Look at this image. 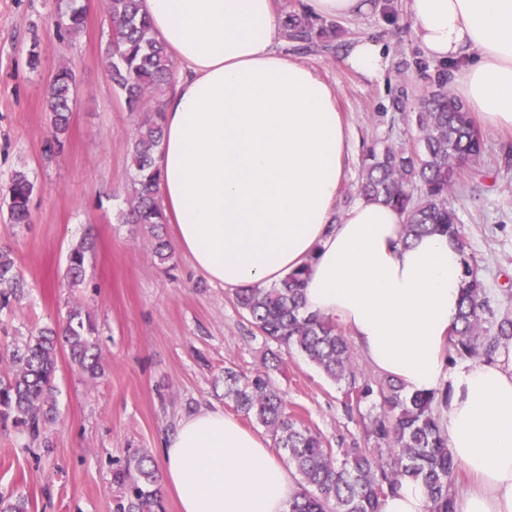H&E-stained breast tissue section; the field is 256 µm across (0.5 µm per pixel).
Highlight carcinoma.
Masks as SVG:
<instances>
[{
    "instance_id": "obj_1",
    "label": "carcinoma",
    "mask_w": 512,
    "mask_h": 512,
    "mask_svg": "<svg viewBox=\"0 0 512 512\" xmlns=\"http://www.w3.org/2000/svg\"><path fill=\"white\" fill-rule=\"evenodd\" d=\"M55 25L69 36L85 23L81 0H56ZM112 37L109 41L113 87L123 95L131 112L144 111V96L171 84L174 63L153 33L141 0H109ZM287 37L312 44L336 36V25H323L303 11L283 16ZM75 76L68 66L59 68L49 86L52 140L46 153L65 149ZM415 115L419 131L415 147L385 144L370 149L362 161L356 194L380 201L403 216L404 240L439 232L452 237L463 255L464 286L457 326L452 332V353L459 358L491 359L512 343V317L496 316L478 260L469 252L455 209L448 196L462 181L464 167L479 164L484 147L467 107L448 90L447 81L419 98ZM161 113L139 124L129 155L134 174L129 193L128 218L151 235L154 255L170 258L168 241L161 234L166 215L157 196L160 179L156 155L162 144ZM35 184L28 173H12L6 194L0 198L11 224L30 219L29 201ZM92 243L82 240L69 255L66 273L71 287L81 285ZM309 267L286 276L279 284L257 285L235 293L240 315L265 343L279 352L296 349L343 391V408L350 418L359 415L367 441L376 453L352 448L338 458L321 436L298 416L287 411V400L274 388L268 374H249L224 368V398L246 418L262 426L286 453L288 467L300 476L301 493L288 512H379L380 502L407 481L426 491L429 512H456L453 478L458 469L444 426L448 389L408 393L395 379L367 377L357 371L350 344L336 322L303 311L301 288ZM24 295L23 281L9 253L0 250V311ZM66 356L85 377L104 375L97 328L82 307L67 311L61 329L43 328L9 355L0 356V425L21 431L31 443L50 450L49 426L56 419L54 376L60 356ZM371 405L375 412L362 415ZM117 494L112 512H156L161 507L157 469L146 449L127 453L113 471ZM0 512H30L22 495H0Z\"/></svg>"
}]
</instances>
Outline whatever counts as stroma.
<instances>
[{
	"label": "stroma",
	"mask_w": 512,
	"mask_h": 512,
	"mask_svg": "<svg viewBox=\"0 0 512 512\" xmlns=\"http://www.w3.org/2000/svg\"><path fill=\"white\" fill-rule=\"evenodd\" d=\"M378 2L374 12L342 21L332 43L282 45L335 87L351 127L341 211L354 200L366 151L386 136L397 144L416 141L408 114L448 72L417 45L406 0ZM84 3L85 28L74 38L57 32L55 0H0V190L17 169L36 184L30 223H8L0 211V249L26 283L24 297L0 314V351L38 329L60 327L77 304L98 328L105 364L104 376L92 381L60 359L50 453L26 452L23 435L0 427V494L27 497L32 512H112L113 463L136 448L159 454L186 411L217 405L235 415L215 378L227 366L263 368L267 352L236 309L233 290L211 283L183 253L160 262L142 228L125 221L129 145L145 115L127 111L112 86L107 0ZM359 38L384 44L388 65L380 79L345 64L346 46ZM34 46L41 53L36 66L29 62ZM62 65L73 68L76 91L65 151L50 159L43 153L52 132L46 99ZM482 137L483 166L466 171L461 191L449 201L491 299L512 314V134L486 129ZM87 236L94 250L86 280L71 289L64 280L68 251ZM269 375L289 412L328 447L362 443L363 426L346 416L338 386L300 353L285 354Z\"/></svg>",
	"instance_id": "obj_1"
}]
</instances>
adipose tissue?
<instances>
[{
	"label": "adipose tissue",
	"instance_id": "ef3b65f1",
	"mask_svg": "<svg viewBox=\"0 0 512 512\" xmlns=\"http://www.w3.org/2000/svg\"><path fill=\"white\" fill-rule=\"evenodd\" d=\"M181 66L162 104L159 198L175 250L211 282L279 283L310 265L303 309L332 318L406 391L449 392V447L473 482L457 512H512V349L449 366L462 256L448 236L403 239V217L356 199L337 212L350 129L336 91L277 45L274 0H142ZM423 53L451 63L454 95L512 128V0H407ZM370 79L388 64L368 38L345 49ZM181 512H287L300 487L259 433L218 407L184 414L159 458Z\"/></svg>",
	"mask_w": 512,
	"mask_h": 512
}]
</instances>
